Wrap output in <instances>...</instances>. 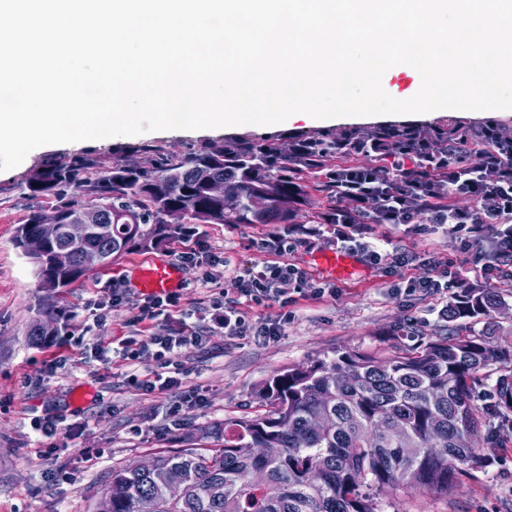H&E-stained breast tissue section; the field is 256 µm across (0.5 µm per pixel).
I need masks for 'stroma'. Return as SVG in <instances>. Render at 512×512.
Instances as JSON below:
<instances>
[{
	"instance_id": "35a3bbf8",
	"label": "stroma",
	"mask_w": 512,
	"mask_h": 512,
	"mask_svg": "<svg viewBox=\"0 0 512 512\" xmlns=\"http://www.w3.org/2000/svg\"><path fill=\"white\" fill-rule=\"evenodd\" d=\"M405 125L402 117L382 119L337 117L311 122H282L270 129L248 124L212 129L149 131L133 136H113L79 143L50 144L31 151L0 180V512H97L98 503L116 467L148 460L157 452H173L195 428L227 417L254 412L266 380L277 370L304 365L337 350L384 354L418 344L420 336H442L452 324L442 310L446 299L397 293L399 282L424 276L429 259H450L461 272V287L491 289L505 310L478 323L475 331L494 343L512 344V271L484 277L471 272L467 256L459 252L443 229L415 231L410 225L383 227L393 248L410 262L394 273L359 263L347 274H334L315 264L313 250L332 251L327 240L315 249L298 248L288 260L307 274L310 282L335 286L334 295L297 297L292 317L280 335L216 334L205 345L183 357L190 373L182 386L166 394H147L132 385L131 374L147 375L156 362L152 352H142L135 364H100L81 357L75 345L112 347L124 338L142 339L148 331L182 330L179 313L159 316L152 324L133 322V306L144 295L134 287V269L151 260L179 267L177 288L182 307L205 316L217 298L239 295V276L273 260L271 252L255 248V241L285 234L283 224H201L194 262H182L183 238L138 250L99 268L63 292L47 294L40 288L32 261L14 242L16 229L33 209L52 210L53 197H25L16 189L51 155L95 153L113 160L138 162L136 146H148L184 156L213 140L232 141L241 136L273 139L288 145L319 131L344 135L352 129L369 130L378 124ZM495 126L502 138L512 139V109L475 113L439 109L424 129L463 127L480 131ZM220 264H213V257ZM217 283H209L206 273ZM125 295L122 304L110 306L113 290ZM110 313L105 325L94 326L97 305ZM51 322L55 332L42 345L28 341L36 321ZM416 335H409V328ZM60 418L57 432L36 437L33 417ZM81 424L72 433L71 424ZM489 465L465 469L448 495L397 488L382 499L381 512H512V433L503 432L491 449Z\"/></svg>"
}]
</instances>
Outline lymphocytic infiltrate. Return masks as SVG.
<instances>
[{
    "mask_svg": "<svg viewBox=\"0 0 512 512\" xmlns=\"http://www.w3.org/2000/svg\"><path fill=\"white\" fill-rule=\"evenodd\" d=\"M336 152L361 153L370 161L324 169L333 205L320 220L292 225L287 235L262 241V248L274 253V261L241 275L239 298L214 305L205 329L147 337L146 346L155 349L156 367L138 381L139 389L152 394L180 386L186 371L178 356L202 345L216 331L229 336L279 335L276 326L251 328L242 301L274 300L288 306L280 288L285 281L299 290L311 287L316 296L330 292L327 283L309 286L305 272L286 260L287 254L322 237L325 227H332L337 248L385 270L405 267L409 258L382 248L377 228L384 224H410L419 231L429 224L447 225L461 251L484 272L494 263L512 262V148L494 127L447 142L441 131L405 126L380 137L337 141ZM458 197L473 199V206L455 205ZM488 234L496 240L491 256L481 246Z\"/></svg>",
    "mask_w": 512,
    "mask_h": 512,
    "instance_id": "obj_1",
    "label": "lymphocytic infiltrate"
}]
</instances>
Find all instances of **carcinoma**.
Listing matches in <instances>:
<instances>
[{"label": "carcinoma", "mask_w": 512, "mask_h": 512, "mask_svg": "<svg viewBox=\"0 0 512 512\" xmlns=\"http://www.w3.org/2000/svg\"><path fill=\"white\" fill-rule=\"evenodd\" d=\"M308 140L321 165L336 157V137ZM141 154L142 164L128 169L74 153L47 160L26 180L29 195L68 198L55 208L62 223L93 209L97 223L112 226L65 261L54 260L61 244L50 245L36 262L39 279L68 288L88 276L91 255L110 250L117 259L198 224H293L321 188L304 160L288 159V149L267 139L213 141L183 158L152 148ZM209 180L224 182V197L209 195ZM40 217H25L15 243L38 233ZM501 308L490 289L465 288L448 319L468 330ZM260 399L263 412L187 437L216 448L156 454L148 471L112 469V512H140L147 497L159 512H378V499L400 486L446 495L463 466L484 465L485 450L497 447L494 418L512 417V345L457 333L379 356L336 350L275 372Z\"/></svg>", "instance_id": "carcinoma-1"}]
</instances>
